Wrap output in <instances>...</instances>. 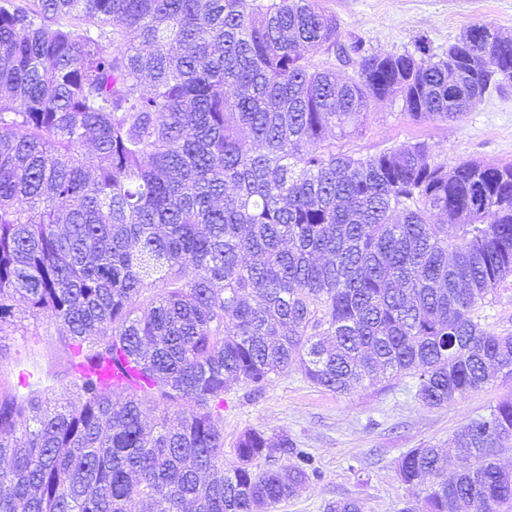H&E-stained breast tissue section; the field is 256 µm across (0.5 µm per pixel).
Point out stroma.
Here are the masks:
<instances>
[{"label": "stroma", "instance_id": "35a3bbf8", "mask_svg": "<svg viewBox=\"0 0 512 512\" xmlns=\"http://www.w3.org/2000/svg\"><path fill=\"white\" fill-rule=\"evenodd\" d=\"M321 5L335 17L341 42L359 40L379 53L414 51L424 37L440 56L463 28L479 23L512 36V0H321ZM416 141L428 143L439 160L451 164L512 163V94L485 98L448 124L419 123L404 115L401 101L373 100L358 133L338 144L368 155ZM14 314L13 322L0 327V392L18 391V373L27 369L36 372L33 387L43 396L67 398L68 353L60 327L47 317H32L22 299ZM511 396L512 379L501 377L434 407L417 399L410 377L388 389L374 385L338 395L311 386L292 368L275 376L261 396L241 383L225 394L224 457L233 458L245 429L285 433L312 453L321 476L272 512H324L329 502L349 497L362 498L366 512H398L406 491L396 476V459L424 444L451 448L461 423Z\"/></svg>", "mask_w": 512, "mask_h": 512}]
</instances>
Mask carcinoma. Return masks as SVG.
I'll list each match as a JSON object with an SVG mask.
<instances>
[{"label":"carcinoma","mask_w":512,"mask_h":512,"mask_svg":"<svg viewBox=\"0 0 512 512\" xmlns=\"http://www.w3.org/2000/svg\"><path fill=\"white\" fill-rule=\"evenodd\" d=\"M338 38L318 0L0 5V326L18 296L58 324L76 393H0V512H270L318 467L256 429L224 461L231 384L260 395L293 365L338 395L410 376L439 406L512 377V333L485 324L512 280V164L326 136L372 99L461 119L512 89V39L474 24L437 58ZM123 360L138 378L100 377ZM271 448L288 464L261 467ZM511 449L504 399L457 428L452 478L430 445L397 460L398 512H512Z\"/></svg>","instance_id":"1"}]
</instances>
